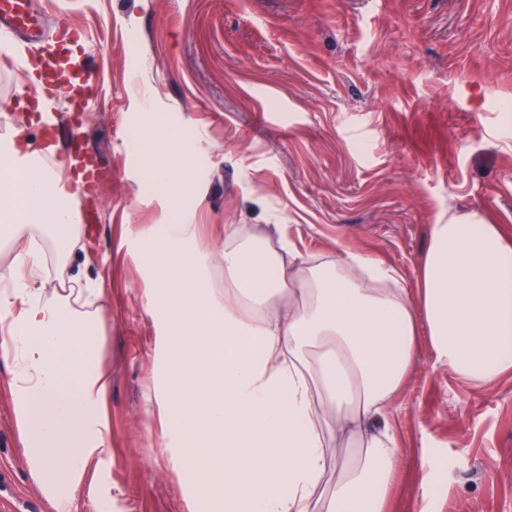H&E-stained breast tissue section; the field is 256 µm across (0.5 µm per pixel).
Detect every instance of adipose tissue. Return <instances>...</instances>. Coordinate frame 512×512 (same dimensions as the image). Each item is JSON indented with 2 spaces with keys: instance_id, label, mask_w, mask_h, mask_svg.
I'll use <instances>...</instances> for the list:
<instances>
[{
  "instance_id": "1",
  "label": "adipose tissue",
  "mask_w": 512,
  "mask_h": 512,
  "mask_svg": "<svg viewBox=\"0 0 512 512\" xmlns=\"http://www.w3.org/2000/svg\"><path fill=\"white\" fill-rule=\"evenodd\" d=\"M130 130L152 185L169 196L144 239L147 311L163 322L165 390L174 455L205 457L191 478L224 512H384L399 455L391 398L421 344L462 382L512 374V237L476 215L432 225L418 294L401 274L341 246L313 266L287 239L230 225L223 281L175 196L174 173L194 150L183 129ZM36 147L26 125L0 139V227L13 241L0 270V355L31 476L52 512H72L90 473L112 453L103 405L112 377L93 358L98 314L47 291L49 264L67 265L80 235L81 187ZM53 233L54 253L36 245ZM379 423L335 458L346 427Z\"/></svg>"
}]
</instances>
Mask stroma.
<instances>
[{"label": "stroma", "instance_id": "35a3bbf8", "mask_svg": "<svg viewBox=\"0 0 512 512\" xmlns=\"http://www.w3.org/2000/svg\"><path fill=\"white\" fill-rule=\"evenodd\" d=\"M54 37L84 33L85 110L49 90L60 146L79 135L101 170L83 195L67 276L102 279L96 355L112 371V457L73 512H184L185 461L165 448L156 402L162 323L146 312L139 240L167 202L129 137L144 117L186 129L200 178L182 198L201 243L224 227L285 237L327 259L350 245L415 290L430 227L476 213L512 234V0H52ZM0 67V137L37 111L15 99L41 55ZM0 358V512H51L33 483ZM388 420L400 466L385 512H416L420 459L442 470L436 512H512V375L459 382L422 353Z\"/></svg>", "mask_w": 512, "mask_h": 512}]
</instances>
